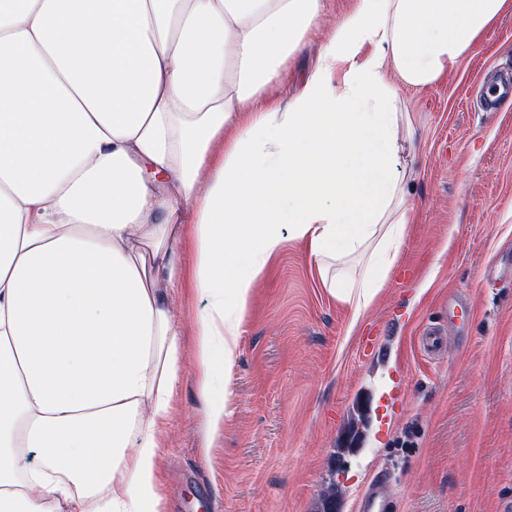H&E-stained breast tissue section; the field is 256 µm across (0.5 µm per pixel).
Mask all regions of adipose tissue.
I'll list each match as a JSON object with an SVG mask.
<instances>
[{
    "instance_id": "obj_1",
    "label": "adipose tissue",
    "mask_w": 512,
    "mask_h": 512,
    "mask_svg": "<svg viewBox=\"0 0 512 512\" xmlns=\"http://www.w3.org/2000/svg\"><path fill=\"white\" fill-rule=\"evenodd\" d=\"M0 0V512H162L192 325L208 438L283 232L352 325L412 222L400 87L441 82L512 0ZM397 83H390L389 74ZM368 254L355 278L330 261ZM350 0H325L324 13L317 25L313 26L305 39L303 50L297 54L284 71L280 91L287 95L297 87L304 70L319 54L322 46L336 29V22L349 8Z\"/></svg>"
}]
</instances>
